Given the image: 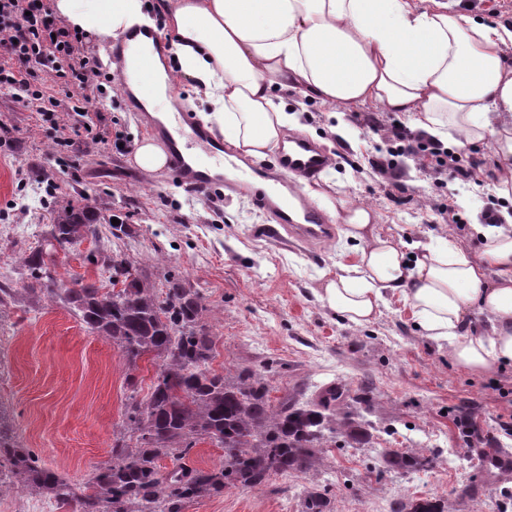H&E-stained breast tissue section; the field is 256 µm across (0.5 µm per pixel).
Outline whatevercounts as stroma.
<instances>
[{
	"label": "stroma",
	"mask_w": 512,
	"mask_h": 512,
	"mask_svg": "<svg viewBox=\"0 0 512 512\" xmlns=\"http://www.w3.org/2000/svg\"><path fill=\"white\" fill-rule=\"evenodd\" d=\"M120 62L105 64L87 86V108L100 112L108 129L133 144L146 140V121L117 88ZM298 112L299 133L334 157L325 174L342 184L358 205L371 209L378 235L410 245L445 236L479 258L473 230L489 208L501 207L495 192L493 146L462 147L472 179L435 180L417 160H401L402 188L388 196L368 159L381 139L362 120L391 123V114L370 104L336 112L295 91L282 92ZM55 132L37 107L0 91V284L15 288L0 307V400L9 404L20 442L47 466L83 487L110 459L112 436L124 424L126 362L116 346L86 329L61 303L26 292L23 252L37 246L67 200L93 207L103 223L99 238L84 240L57 256L58 287L81 279L108 280L105 259L131 260L163 293L164 275L176 271L199 292L203 320L216 338L213 367L264 373L273 398H309L326 385L349 391L373 389L362 415L371 444L326 449L322 465L308 472L273 475L267 486L225 489L223 495L188 502L184 512H301L306 488L328 486L335 512H389L393 500L442 498L447 512H512V465H480L482 448L512 452V366L491 375L457 368L448 350L415 328L407 305L389 299L369 324L346 322L315 297L323 280L354 259L356 243L337 232L306 248L261 236L267 214L248 199L218 202L177 188L170 174L144 173L133 154L114 145L54 143ZM452 204L462 221L448 223L438 206ZM126 227L113 237L111 220ZM156 367L142 360L135 374L147 395ZM474 420L477 432L465 430ZM421 451L436 457L424 472L384 469L379 450ZM477 483V496L460 489Z\"/></svg>",
	"instance_id": "stroma-1"
}]
</instances>
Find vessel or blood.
<instances>
[{"instance_id": "vessel-or-blood-1", "label": "vessel or blood", "mask_w": 512, "mask_h": 512, "mask_svg": "<svg viewBox=\"0 0 512 512\" xmlns=\"http://www.w3.org/2000/svg\"><path fill=\"white\" fill-rule=\"evenodd\" d=\"M147 132L166 152L168 169L179 187L196 193L221 187L246 196L254 208L272 214L273 223L261 227L266 238L286 236L313 245L335 237V224L317 206L304 199L293 207L284 205L279 192L285 185L298 188L315 183L329 167L331 159L317 143L303 137L290 140L274 160L277 186L259 187L254 178L263 170V163L241 162L224 138L212 134L189 113H171L168 122L151 123Z\"/></svg>"}]
</instances>
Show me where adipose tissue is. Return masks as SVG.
Wrapping results in <instances>:
<instances>
[{
	"mask_svg": "<svg viewBox=\"0 0 512 512\" xmlns=\"http://www.w3.org/2000/svg\"><path fill=\"white\" fill-rule=\"evenodd\" d=\"M69 27L107 41L148 24L144 0H51ZM179 74L158 62L152 40L131 41L127 86L153 62L154 111L190 77L212 105L207 122L242 153L284 143L295 117L273 88L300 91L340 112L370 103L408 117L414 130L458 145L491 140L495 191L512 198V29L449 8L447 0H166ZM358 241L352 264L318 288L343 320L372 322L387 296L408 305L425 337L447 343L455 366L491 372L512 365V213L478 224L480 261L442 238L405 248L375 234L369 208L308 189ZM486 318L474 329L473 314Z\"/></svg>",
	"mask_w": 512,
	"mask_h": 512,
	"instance_id": "adipose-tissue-1",
	"label": "adipose tissue"
}]
</instances>
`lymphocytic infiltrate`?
<instances>
[{"label": "lymphocytic infiltrate", "mask_w": 512, "mask_h": 512, "mask_svg": "<svg viewBox=\"0 0 512 512\" xmlns=\"http://www.w3.org/2000/svg\"><path fill=\"white\" fill-rule=\"evenodd\" d=\"M86 36L52 17L44 0H0V90L30 103L42 93L33 80L38 71L49 69L58 77L70 78L76 90H84L102 68L100 60L86 56ZM385 151L372 156L370 164L395 185L398 159L410 156L434 177L469 179L472 172L461 164L459 153L443 143L393 122L382 129Z\"/></svg>", "instance_id": "1"}]
</instances>
